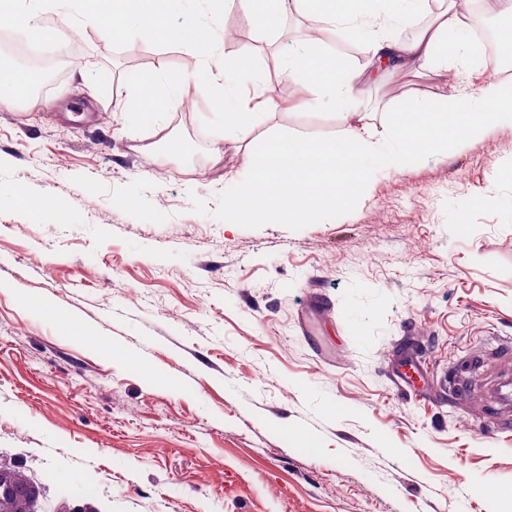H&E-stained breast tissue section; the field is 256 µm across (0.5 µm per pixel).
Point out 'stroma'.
Wrapping results in <instances>:
<instances>
[{
  "instance_id": "stroma-1",
  "label": "stroma",
  "mask_w": 512,
  "mask_h": 512,
  "mask_svg": "<svg viewBox=\"0 0 512 512\" xmlns=\"http://www.w3.org/2000/svg\"><path fill=\"white\" fill-rule=\"evenodd\" d=\"M335 33L227 11L212 67L246 57L242 87L258 73L309 99L257 134L321 139L341 115L279 65L301 41L363 71L355 109L379 133L390 109L481 80L471 35L414 77L372 70L367 43ZM65 51L42 93L0 107V193L48 202L0 203V460L55 477L46 512L61 485L101 512H503L512 426L485 436L483 389L512 342V126L376 172L315 223L232 225L224 191L247 170L211 94L159 124L129 107L130 76L194 75L195 54L93 27ZM30 295L78 328L26 311Z\"/></svg>"
}]
</instances>
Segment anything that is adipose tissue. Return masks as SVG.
I'll return each instance as SVG.
<instances>
[{"instance_id":"obj_1","label":"adipose tissue","mask_w":512,"mask_h":512,"mask_svg":"<svg viewBox=\"0 0 512 512\" xmlns=\"http://www.w3.org/2000/svg\"><path fill=\"white\" fill-rule=\"evenodd\" d=\"M172 0H0V11L24 23L30 39L43 36L41 14L67 7L87 25H103L115 42L136 36L144 42L175 43L193 50L201 69H208L215 41V17L183 13L180 25L167 21ZM471 0H447L437 26L405 43L398 29L409 19L427 14L432 0H219L247 15L257 26L275 27L287 9L316 15L346 27L369 43L372 54L387 58L395 71H420L447 66L449 35H465ZM289 72H303L325 91L331 108L347 124L335 137L319 139L302 133L255 135L274 103L264 85L245 97L235 81L251 69L250 60L225 62L210 76L216 91V121L243 144L247 176L224 198L228 224H309L324 212L346 205L364 189L376 169H395L405 161L446 152L465 137L479 135L499 122L512 123V79L492 77L475 94L449 95L438 108L411 106L394 113L385 134L369 132L356 119L354 100L363 94L360 71L346 61L316 51L288 57ZM191 78L141 80L135 108L152 121L161 120L188 93Z\"/></svg>"}]
</instances>
